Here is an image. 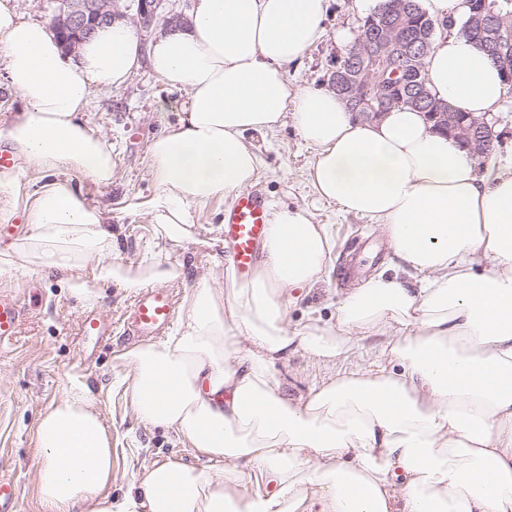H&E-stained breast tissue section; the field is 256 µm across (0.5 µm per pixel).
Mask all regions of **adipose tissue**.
<instances>
[{"label":"adipose tissue","mask_w":512,"mask_h":512,"mask_svg":"<svg viewBox=\"0 0 512 512\" xmlns=\"http://www.w3.org/2000/svg\"><path fill=\"white\" fill-rule=\"evenodd\" d=\"M327 2L195 0L188 30L149 48L117 24L68 55L49 22L0 0V82L25 103L0 129L17 160L0 172V222L28 227L0 247V277H58L87 305L110 284L134 293L184 279L195 208L257 180L244 137L288 114L316 149L318 196L377 221L401 268L342 294L335 326L289 329L283 297L322 280L333 240L306 209L272 208L248 282L225 292L199 280L171 334L122 355L137 419L176 431L208 467L155 461L113 499L112 432L92 386L73 378L37 419L47 512H512V160L478 168L422 113L361 122L335 93L294 87L288 66L324 38ZM423 2L451 27L426 59L432 93L477 116L497 111L500 72L457 31L467 0ZM145 62L185 102L148 148L150 222L168 256L133 272L68 175L111 185L112 143L82 115L98 86H124ZM371 335L384 338L376 359L336 370ZM293 348L331 368L298 399L274 369ZM250 476L265 486L239 502L232 490Z\"/></svg>","instance_id":"obj_1"}]
</instances>
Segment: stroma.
I'll return each mask as SVG.
<instances>
[{"label": "stroma", "instance_id": "1", "mask_svg": "<svg viewBox=\"0 0 512 512\" xmlns=\"http://www.w3.org/2000/svg\"><path fill=\"white\" fill-rule=\"evenodd\" d=\"M370 8L363 0H329L323 25L324 40L308 49L288 68L291 82L301 89L324 90L337 61L357 35ZM168 96L149 67H142L125 86L98 88L84 118L112 142L115 167L111 186L98 188L80 175L71 182L96 204L112 226L122 263L138 265L145 257L164 256L147 214L155 192L148 168V146L155 135L175 124L179 107L160 110ZM262 166L255 184L268 205L306 208L313 223L331 225L334 237L329 271L311 288L291 291L288 324L296 326L315 317L336 321L340 295L359 280L381 271H396L397 260L377 222L319 201L308 180L316 151L301 139L292 117H285L275 133L247 134ZM36 280L38 302L25 316L18 336L0 347V469L19 489V512H46L36 486V422L39 414L64 393L70 378H87L97 389V405L112 430V495L135 484L143 468L164 457L193 465L204 460L174 431L144 427L128 397L113 391L112 383L129 367L122 354L132 343L120 325L132 295L107 287L100 311L111 318L112 333L90 344L78 333L83 305L70 296L57 278L19 273L0 278V291L25 295V284ZM284 389L307 395L328 369L293 352L275 364Z\"/></svg>", "mask_w": 512, "mask_h": 512}]
</instances>
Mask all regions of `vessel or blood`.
<instances>
[{
	"mask_svg": "<svg viewBox=\"0 0 512 512\" xmlns=\"http://www.w3.org/2000/svg\"><path fill=\"white\" fill-rule=\"evenodd\" d=\"M267 207L262 195L254 190L241 192L224 214V238L228 244L230 268L238 281L252 273L258 250L267 230ZM27 312L25 302L16 295L0 293V346L18 335ZM177 313V298L168 288H149L140 292L123 319L128 339L145 341L166 332ZM110 325L96 311L85 312L78 327L84 338L107 336ZM19 490L15 481L0 476V512H17Z\"/></svg>",
	"mask_w": 512,
	"mask_h": 512,
	"instance_id": "obj_1",
	"label": "vessel or blood"
}]
</instances>
